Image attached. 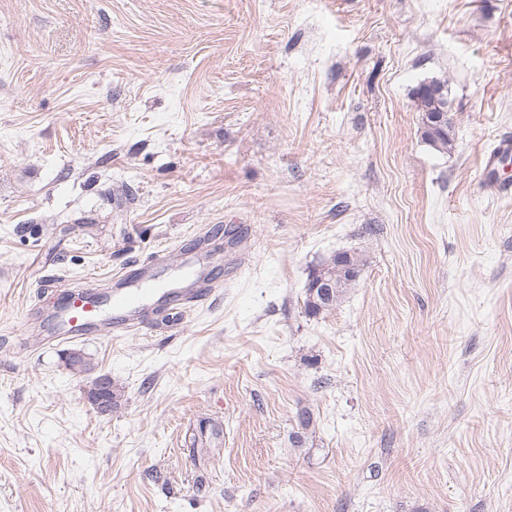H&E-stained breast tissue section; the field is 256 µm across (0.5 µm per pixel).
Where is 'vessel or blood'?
<instances>
[{
  "instance_id": "vessel-or-blood-1",
  "label": "vessel or blood",
  "mask_w": 512,
  "mask_h": 512,
  "mask_svg": "<svg viewBox=\"0 0 512 512\" xmlns=\"http://www.w3.org/2000/svg\"><path fill=\"white\" fill-rule=\"evenodd\" d=\"M157 263L138 266L123 280L122 287L105 296L81 290H64L56 315L60 340L84 336L92 327L108 321L112 332L122 335L137 328L155 301L171 304L179 314L187 305L201 301L215 290L212 279L202 271L189 270L178 284L164 288L157 281Z\"/></svg>"
}]
</instances>
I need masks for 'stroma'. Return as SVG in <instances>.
I'll list each match as a JSON object with an SVG mask.
<instances>
[{
    "instance_id": "1",
    "label": "stroma",
    "mask_w": 512,
    "mask_h": 512,
    "mask_svg": "<svg viewBox=\"0 0 512 512\" xmlns=\"http://www.w3.org/2000/svg\"><path fill=\"white\" fill-rule=\"evenodd\" d=\"M504 140L512 0H0V512H512ZM197 252L177 322L45 341L61 288ZM429 115V123L431 126L436 127L443 123L445 119V113L447 110L444 108H437ZM448 116L445 120L444 127L441 132L435 134V137H431L427 130L422 133L423 140L429 144L432 148L439 152H448L453 149L454 139L452 137L453 129V115L452 112H447ZM352 254V265L354 266V275L349 279H344L339 282L338 288H335L334 296L331 302L322 301L317 294H312L310 289L306 288V298L304 302V310L305 313L309 316L316 317L317 315L330 311L334 307H336L337 303L342 298L343 294L346 292L348 288L356 281L358 278L361 267L363 266L362 260L360 256L356 253Z\"/></svg>"
}]
</instances>
